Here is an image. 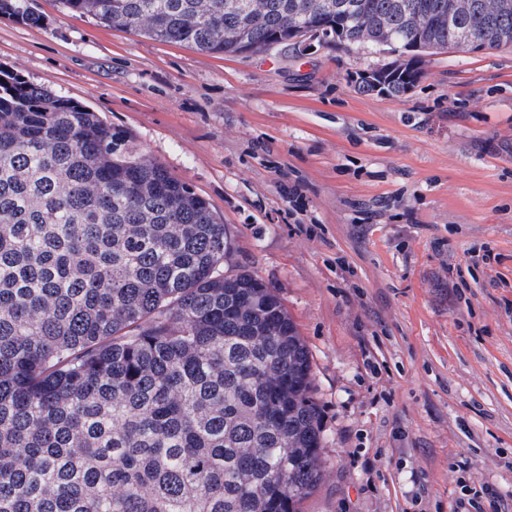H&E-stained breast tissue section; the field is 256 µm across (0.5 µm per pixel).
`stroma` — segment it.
<instances>
[{"label":"stroma","mask_w":512,"mask_h":512,"mask_svg":"<svg viewBox=\"0 0 512 512\" xmlns=\"http://www.w3.org/2000/svg\"><path fill=\"white\" fill-rule=\"evenodd\" d=\"M0 66L127 131L208 199L228 262L275 288L311 353L327 474L304 512H512V51L315 43L226 60L31 0Z\"/></svg>","instance_id":"1"}]
</instances>
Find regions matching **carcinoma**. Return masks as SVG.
<instances>
[{"mask_svg": "<svg viewBox=\"0 0 512 512\" xmlns=\"http://www.w3.org/2000/svg\"><path fill=\"white\" fill-rule=\"evenodd\" d=\"M470 2L60 0L226 58L288 54L296 19L393 55L357 85L392 97L473 28L512 50V11ZM1 15L43 23L29 0ZM233 248L130 136L0 70V512H302L324 477L311 354L274 289L224 269Z\"/></svg>", "mask_w": 512, "mask_h": 512, "instance_id": "1", "label": "carcinoma"}]
</instances>
